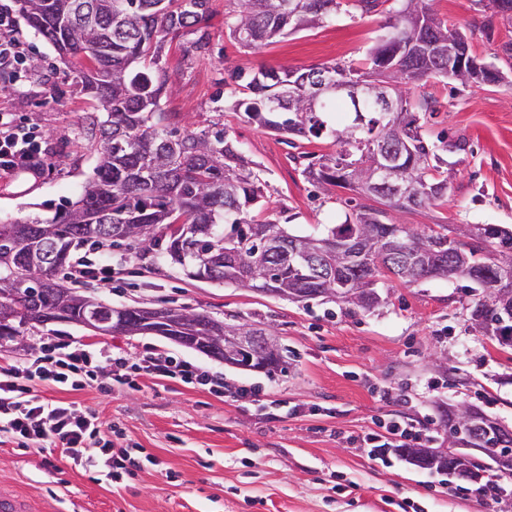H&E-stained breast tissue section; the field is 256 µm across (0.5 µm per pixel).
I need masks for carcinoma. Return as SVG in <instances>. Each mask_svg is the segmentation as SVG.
Masks as SVG:
<instances>
[{
  "label": "carcinoma",
  "instance_id": "1",
  "mask_svg": "<svg viewBox=\"0 0 512 512\" xmlns=\"http://www.w3.org/2000/svg\"><path fill=\"white\" fill-rule=\"evenodd\" d=\"M18 11L50 44L74 75L94 111L84 117L86 148L97 164L83 193L56 209L50 218L0 224V293L21 290L20 307L11 319L0 316V340L21 333L26 325L50 321L77 323L85 308L70 305V315L52 310L66 296L80 292L58 272L73 251L88 244L143 251L167 239L161 256L191 277L285 292L303 301L353 292L339 301L363 310L381 303L376 277L392 276L415 283L425 278L462 279L472 295H481L470 313L472 328L512 347V294L498 296L494 284L512 289V273L478 239L448 247L447 226L420 234L400 223L394 213L433 205L448 191L442 159L420 134V113L438 111L436 101L412 87L431 79L451 78L447 40L458 36L459 56L477 60L471 37L441 20L430 0H401L391 31L373 47L359 67L336 64L304 71L261 69L249 77L234 71L220 84L230 89L231 109L261 128L303 139L331 136L340 150L331 158L308 163L303 174L314 184L350 191L360 189L375 143L398 141L405 176L417 188L412 202L387 204L373 188L364 196L375 201L345 216L322 241H347L357 247L354 261L331 264L317 258L298 266L290 259L294 244L311 236L288 232L272 220L250 215L267 204L260 169L227 139L224 125L201 134L181 130L175 113L162 108L169 90L163 57L173 38L192 36L177 45L182 58L203 52L213 13L210 0H16ZM239 10L224 17V27L242 46L259 49L287 32L319 25L341 9L340 0H238ZM492 15L512 22V0H487ZM419 17L407 30L405 18ZM345 82L391 81L389 95L399 105L388 118L368 100L360 103L321 93L326 75ZM502 80L493 63L468 70L464 84ZM334 114V123L322 114ZM170 307H127L159 320L158 336ZM199 329L183 346L206 353L203 336H221L242 324H226L189 312ZM446 433H463L477 448L498 445L512 454V429L481 425L469 419L462 430L442 414Z\"/></svg>",
  "mask_w": 512,
  "mask_h": 512
}]
</instances>
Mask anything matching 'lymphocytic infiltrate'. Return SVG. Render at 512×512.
Here are the masks:
<instances>
[{
	"mask_svg": "<svg viewBox=\"0 0 512 512\" xmlns=\"http://www.w3.org/2000/svg\"><path fill=\"white\" fill-rule=\"evenodd\" d=\"M14 25L11 9L0 8V77L19 89L27 82L28 51L14 37ZM46 157L47 148L35 127L16 113L0 110V178L20 171L39 173ZM137 375L177 379L217 395L224 392L223 378L166 351L150 349L131 356L54 336L42 343L39 356L0 369V432L27 450L63 448L74 463L100 468L107 479H121L139 469L140 455L114 451L102 442L94 413L73 402L41 398L35 388L77 392L101 378L128 386Z\"/></svg>",
	"mask_w": 512,
	"mask_h": 512,
	"instance_id": "obj_1",
	"label": "lymphocytic infiltrate"
}]
</instances>
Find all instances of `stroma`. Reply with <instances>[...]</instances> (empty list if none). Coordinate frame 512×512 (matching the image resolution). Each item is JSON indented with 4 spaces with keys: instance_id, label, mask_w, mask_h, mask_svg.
I'll return each instance as SVG.
<instances>
[{
    "instance_id": "1",
    "label": "stroma",
    "mask_w": 512,
    "mask_h": 512,
    "mask_svg": "<svg viewBox=\"0 0 512 512\" xmlns=\"http://www.w3.org/2000/svg\"><path fill=\"white\" fill-rule=\"evenodd\" d=\"M209 45L166 67L172 94L165 106L181 126L198 132L223 121L228 138L258 163L267 181L263 220L286 223L297 235L339 224L364 198L303 176L307 157L336 153L332 139L300 141L258 127L213 98L225 70L358 66L386 34L397 0L374 12L339 10L322 25L242 47L224 28L231 0H211ZM441 19L472 31L474 52L495 61L501 82L465 87L428 81L421 91L441 106L421 118L429 142L461 138L462 152L446 154L448 192L436 205L398 213L417 231L439 224L512 227V64L501 47L512 24L490 19L478 0H434ZM16 37L29 45L32 79L24 92H0V109L36 125L50 156L40 176L0 179V222L49 217L50 205L76 198L97 163L82 148L81 120L90 109L55 50L27 23ZM123 281L90 282L85 293L115 307L166 302L228 323L271 328L287 347L288 371L267 376L236 369L153 334L102 335L67 322L26 330V344L0 343V366L37 356L42 341L63 336L105 344L131 355L170 351L222 375L233 400L177 380L139 377L136 387L69 394L40 386L39 396L73 400L95 412L100 436L117 448L143 449L148 460L118 481L73 463L61 448L25 451L0 442V484L35 501L41 512H512V498L492 500L456 491L457 480L408 465L397 455L375 460L364 438L395 421L415 420L443 439L438 417L468 402L512 429V348L475 332L472 297L461 282L425 279L413 285L382 280L379 306L364 311L332 300L303 303L234 285L193 280L156 251L129 255Z\"/></svg>"
}]
</instances>
